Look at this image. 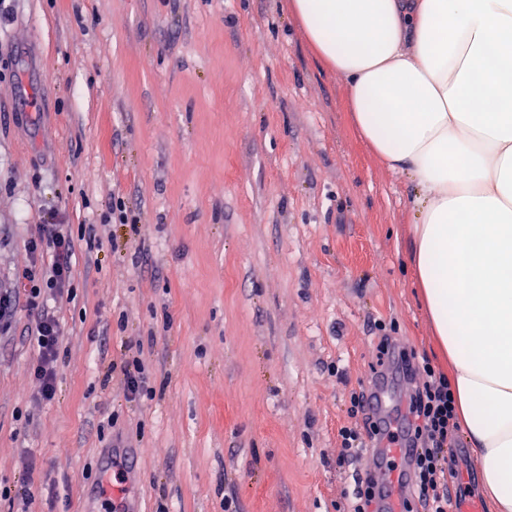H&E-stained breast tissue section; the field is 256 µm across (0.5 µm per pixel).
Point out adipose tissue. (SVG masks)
Segmentation results:
<instances>
[{
  "mask_svg": "<svg viewBox=\"0 0 512 512\" xmlns=\"http://www.w3.org/2000/svg\"><path fill=\"white\" fill-rule=\"evenodd\" d=\"M414 189L411 262L493 512H512V0H292Z\"/></svg>",
  "mask_w": 512,
  "mask_h": 512,
  "instance_id": "obj_1",
  "label": "adipose tissue"
}]
</instances>
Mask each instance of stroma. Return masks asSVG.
Segmentation results:
<instances>
[{
  "label": "stroma",
  "mask_w": 512,
  "mask_h": 512,
  "mask_svg": "<svg viewBox=\"0 0 512 512\" xmlns=\"http://www.w3.org/2000/svg\"><path fill=\"white\" fill-rule=\"evenodd\" d=\"M289 3L0 0V488L34 478L32 512H336L371 464L337 459L379 333L447 372L413 189ZM116 197L137 225L106 221ZM49 213L77 240L42 403L23 272ZM133 357L154 398H128ZM453 453L451 495L491 512Z\"/></svg>",
  "instance_id": "obj_1"
}]
</instances>
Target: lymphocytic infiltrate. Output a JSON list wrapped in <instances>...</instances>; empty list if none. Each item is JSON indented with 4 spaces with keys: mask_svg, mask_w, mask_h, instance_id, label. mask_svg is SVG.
Returning a JSON list of instances; mask_svg holds the SVG:
<instances>
[{
    "mask_svg": "<svg viewBox=\"0 0 512 512\" xmlns=\"http://www.w3.org/2000/svg\"><path fill=\"white\" fill-rule=\"evenodd\" d=\"M28 249L36 267L26 271L30 286L26 307L33 321L32 335L38 355L31 373L38 385L36 397L52 401L56 394L59 368V342L64 328L48 303L70 293L73 276L74 237L65 224H39L31 234ZM374 372L387 369L402 371L415 384L409 402V436L417 448L413 461L411 484L417 500H404L405 512H412L414 502H421L424 512H455L459 500L448 492V477L455 472L456 444L459 426L456 422L455 399L447 377L435 370L429 361L419 359L414 350L393 345L390 337H382L376 347ZM368 399L364 393L351 392V416L359 424L339 431L344 459L361 457L368 437L378 436L380 428L366 413Z\"/></svg>",
    "mask_w": 512,
    "mask_h": 512,
    "instance_id": "1",
    "label": "lymphocytic infiltrate"
}]
</instances>
